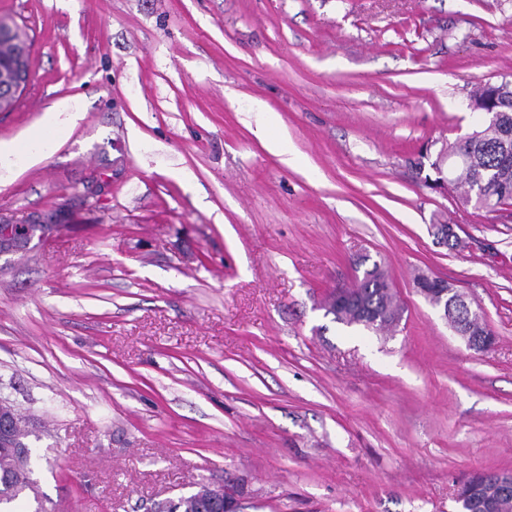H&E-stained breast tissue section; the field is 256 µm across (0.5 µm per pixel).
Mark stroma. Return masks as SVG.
I'll return each mask as SVG.
<instances>
[{
  "instance_id": "1",
  "label": "stroma",
  "mask_w": 512,
  "mask_h": 512,
  "mask_svg": "<svg viewBox=\"0 0 512 512\" xmlns=\"http://www.w3.org/2000/svg\"><path fill=\"white\" fill-rule=\"evenodd\" d=\"M0 18L31 46L0 111V224L55 221L0 256L24 512H154L228 477L241 512H459L473 472H512V203L415 166L481 126L477 83L512 75V0H0ZM64 98L82 119L28 142ZM374 262L401 320L335 322L325 304ZM422 286L420 288H438L436 294H430L420 289L424 296H428L430 305L441 313V316L454 327L457 332L466 333L468 336H460L469 349L477 352H485L490 350L494 343V336H486L490 330L481 322L480 316H469L464 303H461L460 308H454L453 311H448V308L456 303V298L448 300L452 297L453 291L449 284L445 282H435L433 277L423 276ZM448 288H451L448 290ZM433 296V300L430 297ZM473 336H482V338L475 339Z\"/></svg>"
}]
</instances>
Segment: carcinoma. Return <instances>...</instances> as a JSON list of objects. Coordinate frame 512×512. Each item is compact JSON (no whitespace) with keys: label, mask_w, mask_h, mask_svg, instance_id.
Returning <instances> with one entry per match:
<instances>
[{"label":"carcinoma","mask_w":512,"mask_h":512,"mask_svg":"<svg viewBox=\"0 0 512 512\" xmlns=\"http://www.w3.org/2000/svg\"><path fill=\"white\" fill-rule=\"evenodd\" d=\"M499 88L505 96L504 111L483 124L465 143H454L441 151L448 157L462 155L456 171V181L464 188L465 202L472 200L489 211L512 201V80L503 79ZM365 283L355 292L357 312L350 319L336 316L348 325H362L368 329H382L393 325L395 294L380 287L386 279L384 270L373 264L366 271ZM448 322L458 332L469 336H485L489 329L480 316H470L465 306L448 312ZM24 432L13 439L0 442V506L18 501L26 492L35 491L31 478V455L23 462L16 461V449L26 447ZM496 471L485 470L482 475L467 481L469 498L461 503L460 512H468L474 502H480L487 512H512V489L498 485ZM205 504L196 497H180L170 512H204Z\"/></svg>","instance_id":"1"}]
</instances>
